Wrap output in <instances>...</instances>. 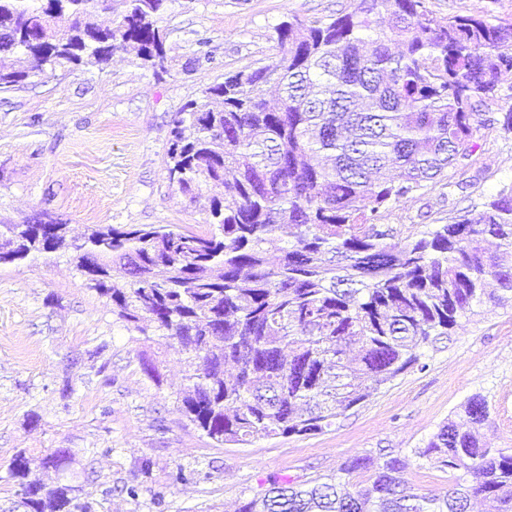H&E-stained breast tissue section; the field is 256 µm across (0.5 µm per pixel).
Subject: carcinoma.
Wrapping results in <instances>:
<instances>
[{"instance_id":"carcinoma-1","label":"carcinoma","mask_w":512,"mask_h":512,"mask_svg":"<svg viewBox=\"0 0 512 512\" xmlns=\"http://www.w3.org/2000/svg\"><path fill=\"white\" fill-rule=\"evenodd\" d=\"M166 2L0 0V90L49 68L98 67L125 44L142 66L166 69ZM99 9L115 26L97 22ZM276 33L277 61L208 86L172 123L169 185L207 200L218 232L94 224L76 239L56 222L0 224V266L63 251L129 328L171 341L188 381L180 410L220 444L319 432L419 364L474 306L512 299V265L484 247L492 237L512 248V186L453 224L385 223L402 201L453 186L478 128L512 129V111L479 112L512 71V23L438 22L425 0H355ZM274 239L284 246L272 263ZM464 414L466 427L445 424L418 451L464 471L442 498L406 494L407 462L387 454L347 460L307 488L275 480L237 512H471L479 498L512 512V448L483 439V397ZM73 456L58 449L41 466L59 473ZM30 465L21 451L9 468L25 512H72V486L29 482ZM369 468L370 488L346 490Z\"/></svg>"}]
</instances>
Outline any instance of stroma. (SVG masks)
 Segmentation results:
<instances>
[{
    "mask_svg": "<svg viewBox=\"0 0 512 512\" xmlns=\"http://www.w3.org/2000/svg\"><path fill=\"white\" fill-rule=\"evenodd\" d=\"M353 7L354 0H168L160 22L167 72L153 73L132 49H118L103 66L49 70L0 92V224L40 218L68 225L74 236L93 224L210 231L202 207L166 179L177 112L225 74L274 60L280 23L331 19ZM426 7L438 21L473 14L512 22V0H426ZM202 37L213 59L194 69L188 62ZM476 141L475 163L456 174L450 194L435 188L408 199L388 223L448 224L477 214L512 184V131L485 127ZM103 341L108 350L93 358ZM144 355L163 360L161 383L142 372ZM182 386L181 354L130 331L83 286L67 254L0 268V512L19 499L8 468L20 452L32 460L30 480L63 479L88 512H235L272 480L306 484L350 458L388 453L406 458L413 493L444 496L455 471L417 451L448 421H463L471 396L490 406L486 441L512 448V303L476 308L423 348L419 366L318 433L216 444L181 414ZM59 448L77 452L61 477L40 465ZM179 470L181 482L173 479Z\"/></svg>",
    "mask_w": 512,
    "mask_h": 512,
    "instance_id": "obj_1",
    "label": "stroma"
}]
</instances>
